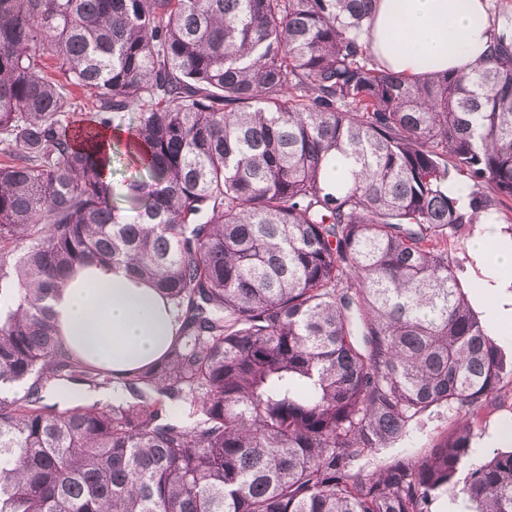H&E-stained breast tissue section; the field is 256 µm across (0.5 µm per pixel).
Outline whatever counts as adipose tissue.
Segmentation results:
<instances>
[{
    "mask_svg": "<svg viewBox=\"0 0 512 512\" xmlns=\"http://www.w3.org/2000/svg\"><path fill=\"white\" fill-rule=\"evenodd\" d=\"M369 37L376 61L404 76L466 72L490 58L487 0H377ZM467 251L491 335L511 336L512 237L497 214L475 224ZM51 306L67 347L116 378L160 362L180 329L176 309L118 265H83Z\"/></svg>",
    "mask_w": 512,
    "mask_h": 512,
    "instance_id": "obj_1",
    "label": "adipose tissue"
}]
</instances>
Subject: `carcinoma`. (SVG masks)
I'll return each mask as SVG.
<instances>
[{
	"label": "carcinoma",
	"instance_id": "obj_1",
	"mask_svg": "<svg viewBox=\"0 0 512 512\" xmlns=\"http://www.w3.org/2000/svg\"><path fill=\"white\" fill-rule=\"evenodd\" d=\"M374 2L0 0V512H431L465 467L473 512H512V449L469 463L512 362L448 257L512 200V19L493 65L411 79L371 53ZM85 261L182 311L160 363L116 380L64 345L48 299ZM60 381L112 404L46 402ZM450 425L451 420L446 417L425 419L422 429L411 434V437L397 445V448L366 457L360 462V465L364 467L365 471H371L381 461H390L395 455L401 454L403 451L423 456L432 448L439 435L448 432Z\"/></svg>",
	"mask_w": 512,
	"mask_h": 512
}]
</instances>
